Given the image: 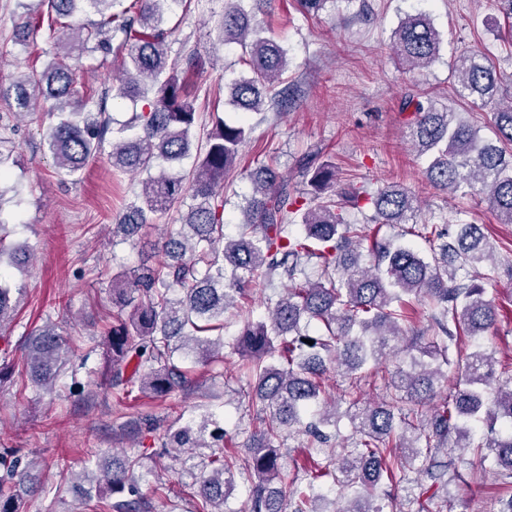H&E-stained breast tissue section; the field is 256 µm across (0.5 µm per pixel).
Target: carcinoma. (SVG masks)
Wrapping results in <instances>:
<instances>
[{
	"instance_id": "1",
	"label": "carcinoma",
	"mask_w": 512,
	"mask_h": 512,
	"mask_svg": "<svg viewBox=\"0 0 512 512\" xmlns=\"http://www.w3.org/2000/svg\"><path fill=\"white\" fill-rule=\"evenodd\" d=\"M48 12L68 20L60 43L79 53L100 52L120 61L121 76L108 91L77 95L72 66L56 57L39 72L13 81L15 115L40 119L38 103L49 101L59 121L45 135L57 168L67 176L84 171L107 155L112 173L146 175L141 197L130 203L112 233L151 224L190 200L180 224L153 248L166 259L141 264L112 277V310L101 336L110 365L106 379L118 404L138 393L151 399L186 390L192 383L188 359L213 366L224 358V313L252 285L288 281L285 293L267 305V317H246L234 345L267 419L253 431L244 453L226 454V430L214 413L171 424L162 447L182 470L199 471L190 485L193 512H224L236 487L249 480L247 512H386L387 485L410 481L436 488L429 500L437 512L448 506L439 494L466 462L448 447L469 448L492 459L498 475L512 483V362L503 364L481 339L498 321L488 297L496 278L495 246L478 224L418 223L419 201L400 184L369 195V224H350L343 203H357L360 189H336V166L305 158L303 176L311 190L290 189L270 166L260 169L254 194L243 207L240 233H224V184L249 140L246 119L212 115V128L196 133L199 113L190 100L179 59L169 60L166 14L185 0H43ZM264 0H224L219 40L236 44L248 71L229 84V103L246 114L270 105H288L282 76L288 51L263 36L256 21ZM94 14L99 20L84 22ZM441 37L430 16L407 13L394 31L391 50L408 70L423 69L439 56ZM457 99L467 105H494L495 139L437 106L426 92L408 93L399 111L410 113L409 139L424 164L428 182L456 195L478 190L502 224H512V93L503 95L500 76L488 57L465 50L456 58ZM140 98L148 111L136 112L112 127L107 96ZM194 158L188 172L170 171ZM385 224L402 226L415 245L379 236ZM0 231V330L13 320L14 304L4 258L14 265L30 261L33 248L10 247ZM319 277H308L309 264ZM426 302L432 313L428 335L419 336L409 310ZM313 344H307V341ZM24 357L0 367V382L21 383L29 376L44 389L55 388L72 347L53 324L29 338ZM396 359L388 372L389 393L380 402L358 406V381L368 366ZM349 380L345 414L353 442L325 444L336 429V401L326 392L329 367ZM448 396L436 404L443 386ZM415 408L405 412L403 403ZM296 427L311 437L312 460L305 488H273L281 479L277 446L281 427ZM209 448V454L197 452ZM148 454L112 458L99 479L98 493L72 479L79 500L91 512H147L151 495L167 497L171 486L147 465ZM45 459L23 460L0 453V512H18L20 498L37 492L55 512L56 486L41 478ZM334 495L339 506L321 504Z\"/></svg>"
}]
</instances>
